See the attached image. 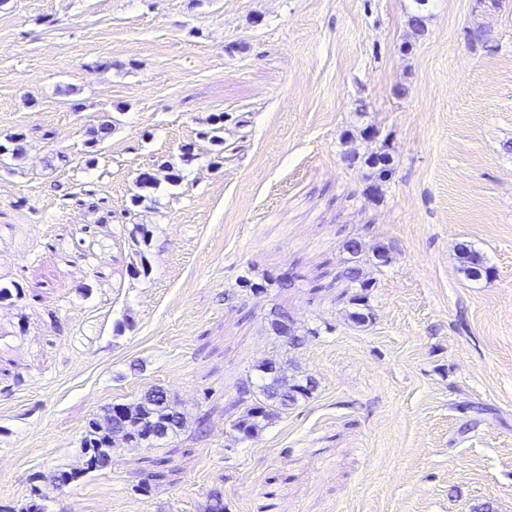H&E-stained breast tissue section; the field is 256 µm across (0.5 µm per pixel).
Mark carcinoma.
Instances as JSON below:
<instances>
[{"instance_id": "obj_1", "label": "carcinoma", "mask_w": 512, "mask_h": 512, "mask_svg": "<svg viewBox=\"0 0 512 512\" xmlns=\"http://www.w3.org/2000/svg\"><path fill=\"white\" fill-rule=\"evenodd\" d=\"M388 153L379 152L365 159V164L377 171L383 180L391 169ZM349 254L341 277L361 291L353 294L350 303L354 311L350 317L358 322L369 318L366 313L368 284L362 279L359 256L363 252L362 242L351 238L345 242ZM467 275L479 278L488 272L480 257L471 250L461 253ZM270 329L290 350H296L310 338L319 335L312 329L305 334L288 324V315L283 310L271 312ZM256 375L238 386V401L244 405L242 414L232 424L242 440L251 438L300 402L309 399L316 390V381L311 377H296L286 374L281 363L265 359L254 366ZM186 414L177 397L160 385L150 386L129 403L108 407L92 417L86 426L82 448L89 469H99L110 458L114 443L122 439L132 445L154 444L179 436L185 428Z\"/></svg>"}]
</instances>
